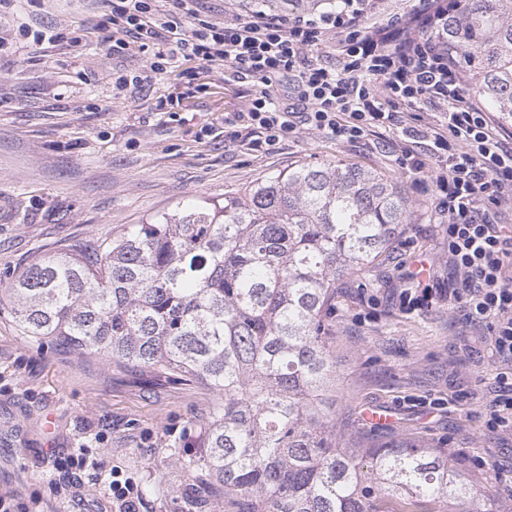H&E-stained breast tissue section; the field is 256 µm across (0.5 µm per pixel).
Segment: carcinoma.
Returning <instances> with one entry per match:
<instances>
[{
  "label": "carcinoma",
  "mask_w": 512,
  "mask_h": 512,
  "mask_svg": "<svg viewBox=\"0 0 512 512\" xmlns=\"http://www.w3.org/2000/svg\"><path fill=\"white\" fill-rule=\"evenodd\" d=\"M314 12L332 0H256ZM467 90L512 123V0H459L428 32ZM412 203L377 172L298 165L224 204L136 224L102 249L60 245L0 288L31 342L216 395L200 470L230 512H466L473 481L435 448H364L336 430V289L374 271Z\"/></svg>",
  "instance_id": "obj_1"
}]
</instances>
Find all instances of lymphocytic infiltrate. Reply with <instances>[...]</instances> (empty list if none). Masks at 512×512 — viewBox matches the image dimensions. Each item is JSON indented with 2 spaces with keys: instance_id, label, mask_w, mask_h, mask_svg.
Segmentation results:
<instances>
[{
  "instance_id": "lymphocytic-infiltrate-1",
  "label": "lymphocytic infiltrate",
  "mask_w": 512,
  "mask_h": 512,
  "mask_svg": "<svg viewBox=\"0 0 512 512\" xmlns=\"http://www.w3.org/2000/svg\"><path fill=\"white\" fill-rule=\"evenodd\" d=\"M115 48L153 47L154 71L197 60L231 70L251 83V105L224 115L228 137L240 127L260 130L253 150H271L299 127L340 142L402 132L400 167L433 191L443 217L448 262L462 276L453 293L465 319L486 326L493 351L512 363V228L499 211L512 202V142L496 132L462 85L460 69L427 38L446 11L445 0H418L414 13L385 26H363L373 0H341L337 10L286 21L257 11L218 26L200 19L196 0H109ZM336 35L335 62L320 59ZM441 105L439 123L404 127L402 112ZM56 493L109 476L116 512H140L133 478L109 470L104 456L77 448L51 459Z\"/></svg>"
}]
</instances>
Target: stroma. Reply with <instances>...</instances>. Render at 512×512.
Returning <instances> with one entry per match:
<instances>
[{
	"instance_id": "1",
	"label": "stroma",
	"mask_w": 512,
	"mask_h": 512,
	"mask_svg": "<svg viewBox=\"0 0 512 512\" xmlns=\"http://www.w3.org/2000/svg\"><path fill=\"white\" fill-rule=\"evenodd\" d=\"M105 0H15L0 13V286L67 242L95 243L195 200L223 202L300 165L352 164L398 183L413 216L386 264L348 280L329 322L336 338L342 422L362 421L363 444L438 448L481 489L474 512L512 507V431H490L486 405L503 365L484 326L448 302L460 276L448 263L437 201L399 168L387 137L339 142L300 130L269 152L254 129L224 136V115L247 111L248 86L183 61L161 73L138 45L113 50ZM54 34L34 42L20 26ZM142 76L117 92L118 77ZM428 305L403 308L414 282ZM212 392L173 376L26 340L0 314V491L38 498L49 512H114L101 486L58 499L48 451L105 454L141 487L142 512H215L204 473ZM391 412L385 425L367 409Z\"/></svg>"
}]
</instances>
